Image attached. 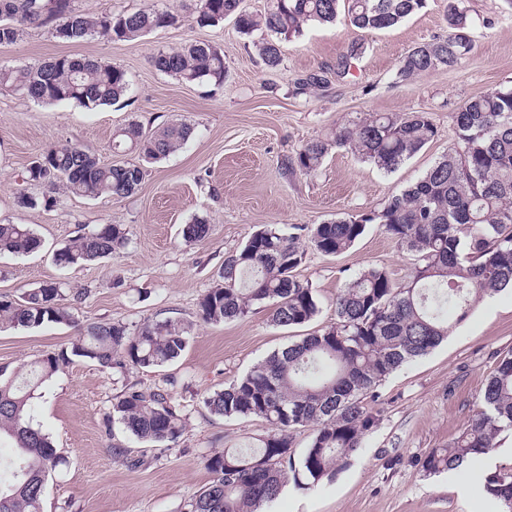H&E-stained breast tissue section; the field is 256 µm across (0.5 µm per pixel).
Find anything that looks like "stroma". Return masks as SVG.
<instances>
[{
    "label": "stroma",
    "instance_id": "obj_1",
    "mask_svg": "<svg viewBox=\"0 0 512 512\" xmlns=\"http://www.w3.org/2000/svg\"><path fill=\"white\" fill-rule=\"evenodd\" d=\"M133 12L153 5L178 14L176 25L132 41L92 38L72 43L45 27L26 28L13 45L0 46V65L23 66L61 55L87 56L124 69L130 85L120 103L94 110L73 103L38 104L0 93V221L30 225L42 240L27 255H0V298L61 281L79 291L72 324L46 323L0 332V370L13 372L68 346L81 329L102 321L137 325L167 317L191 323L180 358L163 368L120 374L77 359L34 402L36 423L64 459L46 483L45 512H187L211 479L207 454L246 447L266 434L257 417L224 418L203 400L224 389L254 364L288 344L333 323L334 302L345 281L370 266L393 279L407 276L414 257L369 225L347 252L308 251L297 273L308 281L320 312L297 328L273 324L269 306L257 305L242 319L207 324L199 317L201 296L220 282L227 254L266 225L283 229L380 209L390 196L416 182L448 151L453 116L466 100L512 85V0H461L473 49L453 70L424 72L398 81L406 53L445 34L450 0L426 5L396 27L362 31L341 21L309 25L302 36L281 43L283 65L271 71L233 19L201 27L190 0H71L97 15L107 4ZM366 45L348 74L332 67L348 43ZM209 44L224 53L222 88L187 83L155 68L159 51ZM329 70L327 84L296 96L297 75ZM430 113L438 137L395 172L384 173L342 148H330L316 175L286 172L285 158L307 142L327 138L336 125L371 113ZM189 120L192 137L178 151L147 165L139 191L129 197L89 200L23 181L29 165L62 145L93 149L106 163H135L136 152L112 148L116 131L139 121L147 132ZM48 198V205L20 206V195ZM205 220L202 241L182 235L184 225ZM99 224H121L126 245L100 263L63 267L57 250ZM512 351V291L486 297L428 355L393 372L363 402L378 411L349 465L333 481L304 488L288 481L263 512H497L485 490L490 472L512 470V432H503L489 455L463 470L423 476L419 461L451 444L481 405L484 384L500 355ZM187 410L184 434L175 445L138 441L120 424H107L112 399L124 386L166 388ZM123 448L137 466L117 462Z\"/></svg>",
    "mask_w": 512,
    "mask_h": 512
}]
</instances>
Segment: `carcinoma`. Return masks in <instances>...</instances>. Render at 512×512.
Here are the masks:
<instances>
[{"mask_svg":"<svg viewBox=\"0 0 512 512\" xmlns=\"http://www.w3.org/2000/svg\"><path fill=\"white\" fill-rule=\"evenodd\" d=\"M425 7V0H267L265 13L253 15L240 0H194L196 23L215 26L232 16L239 32L260 31L255 43L264 65H283L281 41L296 38L306 25L333 24L345 15L360 30L394 27ZM178 15L153 6L129 12L106 6L89 17L70 0H0V45L19 40L27 26L48 27L70 42L99 37L131 41L176 24ZM447 32L413 47L400 61L398 80L427 71L453 70L472 51L466 38L469 19L452 3ZM365 44L353 41L340 55L336 72L346 73L362 57ZM157 70L185 82L224 84V53L191 44L160 51ZM327 83V71L294 79V94ZM129 90L126 72L111 64L69 55L20 67L0 65V92L19 94L42 104L76 103L87 109L111 105ZM194 125L172 123L154 134L131 121L116 135L115 148L138 152L141 162L106 165L87 148L54 147L27 168V180L86 198L131 196L144 179L143 163L176 152ZM438 136L430 113L403 117H358L336 126L327 140L301 146L284 160L287 171L314 175L329 146L343 147L365 163L391 173ZM378 224L384 233L415 256L407 279L396 282L383 267L352 275L336 296V322L259 361L224 389L205 400L211 414L265 419L269 431L250 448L228 447L206 456L212 478L190 502L189 512H257L276 500L292 471L305 484L331 481L361 447L378 421L361 398L405 363L427 355L484 296L512 288V86L469 99L454 116L452 145L414 184L392 195L382 208L316 224L301 234L266 226L237 251L224 257L222 283L199 300L201 319L221 323L244 318L256 305L272 306V322L297 327L312 321L320 307L313 288L295 274L311 248L324 256L350 249ZM210 225L197 219L183 227L189 240L201 241ZM121 224H99L56 253L61 266L83 265L112 256L126 244ZM41 239L26 224L0 222V254H30ZM66 284L45 282L18 300L0 299V329L69 324ZM190 325L180 320H145L88 325L70 349L37 360L7 376L0 373V435L15 443L12 483L0 487V512H44L48 477L64 463L50 438L34 423L32 401L40 388L73 358L120 373L156 369L185 350ZM112 419L139 441L175 443L186 430L185 406L161 391L126 386L114 398ZM311 429L300 456L293 432ZM512 431V352L502 355L487 379L482 406L459 437L446 448L431 449L420 461L428 475L456 470L469 459L496 447L504 430ZM486 491L512 512V470L496 471Z\"/></svg>","mask_w":512,"mask_h":512,"instance_id":"obj_1","label":"carcinoma"}]
</instances>
